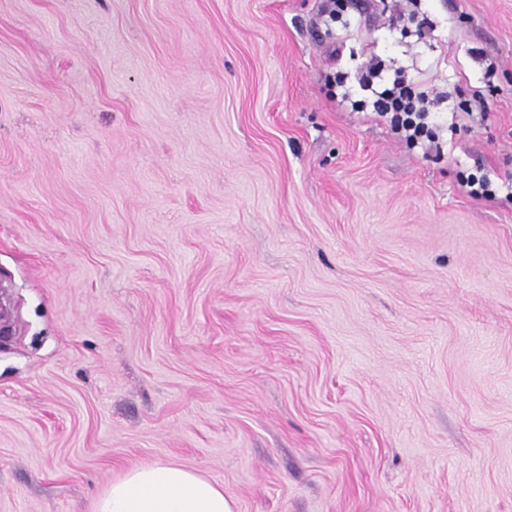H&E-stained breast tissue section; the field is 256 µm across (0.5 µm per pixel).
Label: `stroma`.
<instances>
[{
	"mask_svg": "<svg viewBox=\"0 0 512 512\" xmlns=\"http://www.w3.org/2000/svg\"><path fill=\"white\" fill-rule=\"evenodd\" d=\"M392 5L0 0V512H512V0ZM373 54L484 113L406 147ZM95 512H235L224 488L182 466L154 461L115 480Z\"/></svg>",
	"mask_w": 512,
	"mask_h": 512,
	"instance_id": "35a3bbf8",
	"label": "stroma"
}]
</instances>
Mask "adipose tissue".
<instances>
[{
  "label": "adipose tissue",
  "mask_w": 512,
  "mask_h": 512,
  "mask_svg": "<svg viewBox=\"0 0 512 512\" xmlns=\"http://www.w3.org/2000/svg\"><path fill=\"white\" fill-rule=\"evenodd\" d=\"M96 512H235L224 489L170 463L141 464L98 498Z\"/></svg>",
  "instance_id": "adipose-tissue-1"
}]
</instances>
